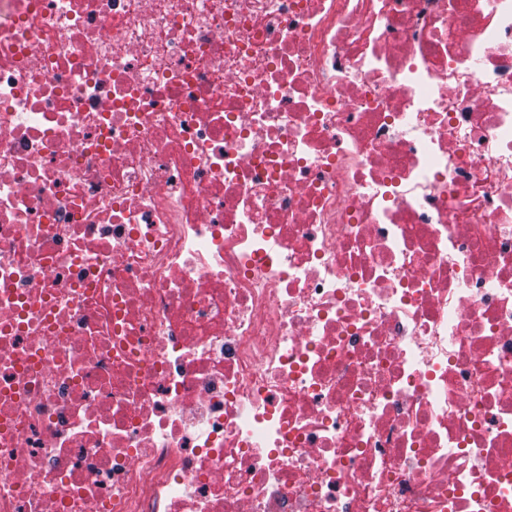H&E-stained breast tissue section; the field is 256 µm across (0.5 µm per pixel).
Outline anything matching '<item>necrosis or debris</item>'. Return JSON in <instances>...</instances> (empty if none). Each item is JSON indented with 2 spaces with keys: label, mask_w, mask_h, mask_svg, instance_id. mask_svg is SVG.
I'll return each mask as SVG.
<instances>
[{
  "label": "necrosis or debris",
  "mask_w": 512,
  "mask_h": 512,
  "mask_svg": "<svg viewBox=\"0 0 512 512\" xmlns=\"http://www.w3.org/2000/svg\"><path fill=\"white\" fill-rule=\"evenodd\" d=\"M0 512H512V0H0Z\"/></svg>",
  "instance_id": "obj_1"
}]
</instances>
